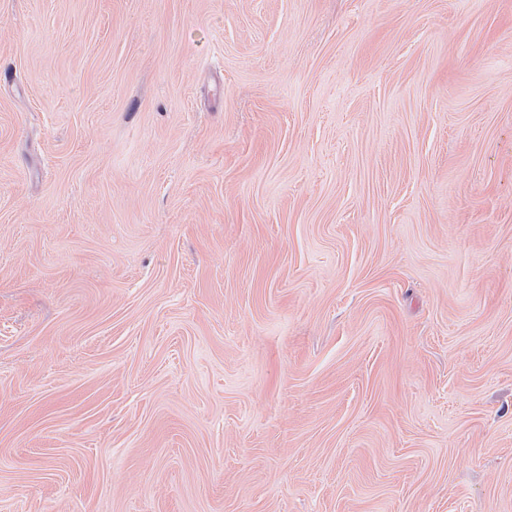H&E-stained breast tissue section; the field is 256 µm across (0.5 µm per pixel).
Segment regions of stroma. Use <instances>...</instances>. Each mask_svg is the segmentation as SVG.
Wrapping results in <instances>:
<instances>
[{
  "mask_svg": "<svg viewBox=\"0 0 512 512\" xmlns=\"http://www.w3.org/2000/svg\"><path fill=\"white\" fill-rule=\"evenodd\" d=\"M0 512H512V0H0Z\"/></svg>",
  "mask_w": 512,
  "mask_h": 512,
  "instance_id": "35a3bbf8",
  "label": "stroma"
}]
</instances>
